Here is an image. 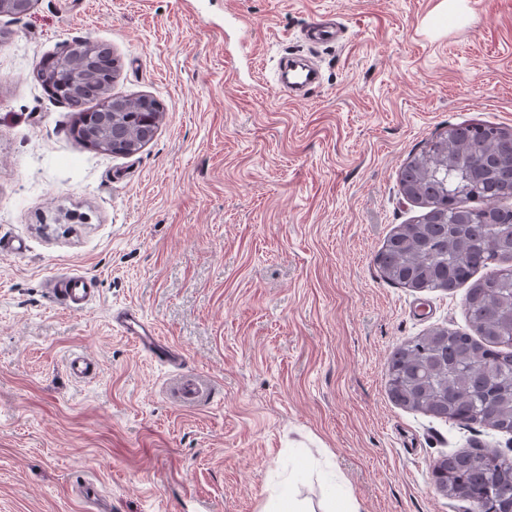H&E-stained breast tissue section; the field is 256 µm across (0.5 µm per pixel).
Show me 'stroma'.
Here are the masks:
<instances>
[{
	"mask_svg": "<svg viewBox=\"0 0 512 512\" xmlns=\"http://www.w3.org/2000/svg\"><path fill=\"white\" fill-rule=\"evenodd\" d=\"M36 0L0 14V512H268L339 485L360 512H465L433 466L484 428L394 405L387 358L433 327L467 330L462 292L387 282L374 257L423 209L407 158L451 124L512 127V0ZM243 14L251 72L224 55ZM337 14L339 39L305 29ZM91 39L116 95L164 106L132 155L76 143L33 71ZM310 60L304 99L275 77ZM78 272L94 299L47 294ZM139 312L171 367L114 327ZM97 370L70 376V356ZM193 376L208 394L180 403Z\"/></svg>",
	"mask_w": 512,
	"mask_h": 512,
	"instance_id": "35a3bbf8",
	"label": "stroma"
}]
</instances>
